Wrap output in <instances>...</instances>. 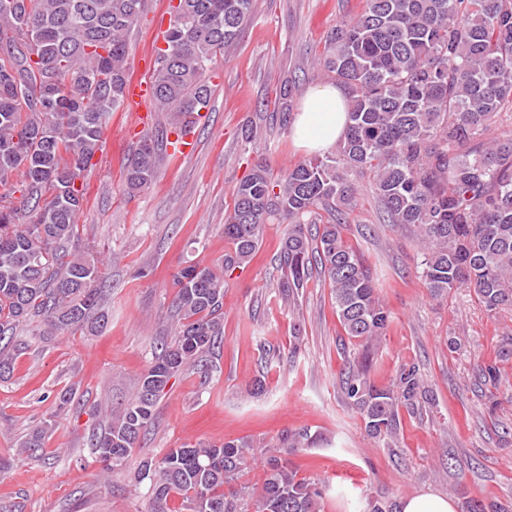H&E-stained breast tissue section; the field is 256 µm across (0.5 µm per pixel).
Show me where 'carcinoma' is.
<instances>
[{"mask_svg":"<svg viewBox=\"0 0 512 512\" xmlns=\"http://www.w3.org/2000/svg\"><path fill=\"white\" fill-rule=\"evenodd\" d=\"M145 0H0V377L10 373L24 342L20 331L40 319L48 339L72 326L101 327L103 272L76 249V218L103 130L125 104L130 83L128 40ZM252 0H179L169 4L166 46L156 51L151 83L156 111L173 133L208 105L204 75L251 18ZM319 65L343 90L346 124L333 150L312 155L279 177L258 165L234 188L224 214L223 273L199 263L175 277L179 316L163 347L109 426L93 435L108 473L121 470L152 419L167 383L203 361L224 331V274L251 260L265 225H286L277 288L295 302L317 272L329 281L344 333L361 348L344 389L369 437L396 447L400 408L414 410L425 393L415 367L387 385L371 377L370 355L389 312L342 225L358 205L365 174L388 223L418 232L420 277L433 297L474 291L488 312L512 310V135L489 132L512 107V0H364L352 20L327 36ZM163 144L146 135L125 167V192L155 179ZM21 197H14L15 193ZM512 357V336L481 366L497 386L500 363ZM42 427L19 444L41 447ZM308 428L281 434L284 448H310ZM268 453L233 439L170 448L140 464L151 512H322L319 482L290 460L266 459L261 488L235 487L239 473ZM465 512H504L461 492Z\"/></svg>","mask_w":512,"mask_h":512,"instance_id":"1","label":"carcinoma"}]
</instances>
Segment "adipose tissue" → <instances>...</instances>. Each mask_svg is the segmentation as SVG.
<instances>
[{"label":"adipose tissue","instance_id":"adipose-tissue-1","mask_svg":"<svg viewBox=\"0 0 512 512\" xmlns=\"http://www.w3.org/2000/svg\"><path fill=\"white\" fill-rule=\"evenodd\" d=\"M345 98L333 85L313 90L305 99L293 136L299 147L309 152L332 146L345 125Z\"/></svg>","mask_w":512,"mask_h":512}]
</instances>
